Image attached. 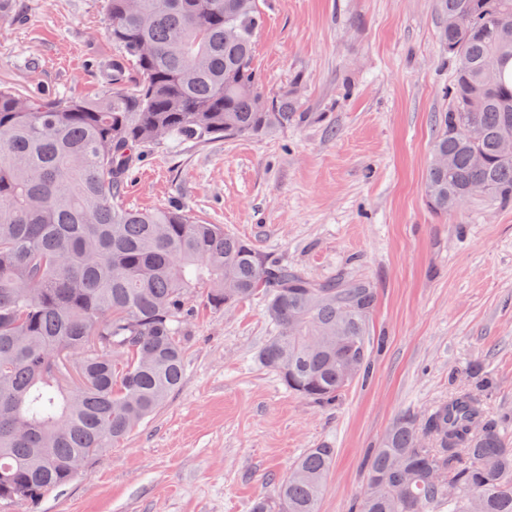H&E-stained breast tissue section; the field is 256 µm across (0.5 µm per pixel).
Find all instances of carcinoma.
<instances>
[{
	"label": "carcinoma",
	"instance_id": "cac0c4a2",
	"mask_svg": "<svg viewBox=\"0 0 512 512\" xmlns=\"http://www.w3.org/2000/svg\"><path fill=\"white\" fill-rule=\"evenodd\" d=\"M456 61L424 183L430 209L512 205V0H437ZM112 93L0 88V500L34 503L122 442L179 387L194 293L221 311L262 291L258 353L318 404L370 377L366 280H315L180 206L124 207L147 148L288 123L254 65L258 0H106ZM133 64L140 79L127 77ZM335 449L308 448L252 512H318ZM354 512H512V448L464 390L402 415L367 458Z\"/></svg>",
	"mask_w": 512,
	"mask_h": 512
}]
</instances>
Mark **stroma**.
Listing matches in <instances>:
<instances>
[{
    "label": "stroma",
    "mask_w": 512,
    "mask_h": 512,
    "mask_svg": "<svg viewBox=\"0 0 512 512\" xmlns=\"http://www.w3.org/2000/svg\"><path fill=\"white\" fill-rule=\"evenodd\" d=\"M263 92L295 118L262 137L146 152L123 204L184 207L261 254L377 293L368 383L320 407L258 352L264 294L212 311L195 294L184 375L167 403L33 512H251L306 449L335 456L319 512H349L366 459L401 415L477 392L512 445V206L435 214L424 179L455 61L436 0H260ZM0 86L99 99L116 52L105 0H16Z\"/></svg>",
    "instance_id": "1"
}]
</instances>
